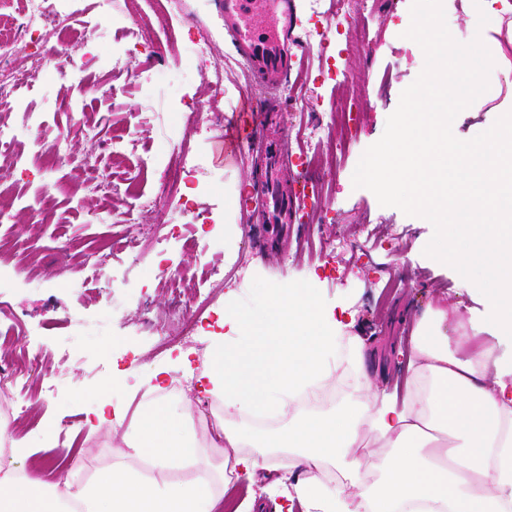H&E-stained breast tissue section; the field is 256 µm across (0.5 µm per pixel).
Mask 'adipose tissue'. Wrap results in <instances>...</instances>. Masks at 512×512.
Masks as SVG:
<instances>
[{
    "mask_svg": "<svg viewBox=\"0 0 512 512\" xmlns=\"http://www.w3.org/2000/svg\"><path fill=\"white\" fill-rule=\"evenodd\" d=\"M398 113L389 142L375 147L363 173L422 220L448 213L471 216V240L489 268L481 291L485 319L448 337L443 310L417 321L407 394L395 401L364 378L353 397L330 413L295 410L287 427L258 436L243 428L245 414L290 407L314 395L336 367V344L347 340L352 360L364 353L351 323L323 301L311 284L286 280L262 291V311H243L236 293L224 296L220 332L210 334L208 364L197 379L205 394L224 401L216 427L235 448L236 469L250 473L267 451L285 448L302 476L278 512H512V357L496 353L512 341V253L495 250L498 218L512 212V115L487 138L449 143L448 115L431 111L420 92ZM487 165L467 168L474 156ZM490 333L492 344L469 355V334ZM120 405L102 401L87 423L122 431L135 453L173 467L200 459L192 425L167 405L148 402L130 431ZM374 443L373 454L360 448ZM332 465L345 488H332L322 470ZM219 478L211 467L184 482L143 479L116 466L81 484L46 482L41 470L19 457L0 461V512H219Z\"/></svg>",
    "mask_w": 512,
    "mask_h": 512,
    "instance_id": "adipose-tissue-1",
    "label": "adipose tissue"
}]
</instances>
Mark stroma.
<instances>
[{"label":"stroma","instance_id":"stroma-1","mask_svg":"<svg viewBox=\"0 0 512 512\" xmlns=\"http://www.w3.org/2000/svg\"><path fill=\"white\" fill-rule=\"evenodd\" d=\"M331 19L310 21L306 0H294L293 32L309 24L326 31L324 44H291L289 94L263 97L262 76L245 71L224 31L216 0H171L165 25L155 27L150 51L134 45L151 5L129 12L127 0H62L65 24L85 46L75 49L77 67L51 69L47 79L19 93L23 108L39 113L48 134L63 133L78 161L48 166L35 140L37 128L18 126L16 168L1 170L0 185L18 198L12 223L0 224V242L9 249L0 259V361L27 353V361L0 380V421L12 409L18 421L10 438L29 448L48 481L64 475L82 482L120 464L156 480H188L195 470H162L146 456L128 450L121 435L89 431L87 413L102 399L122 403L126 423L138 419L147 401L168 402L188 415L201 446V459L221 468L234 449L213 447V416L221 400L198 398L196 387L169 393L152 389L142 372L168 370L169 381L197 379L206 347L191 352L189 367L178 365L179 349L154 356L164 337L178 335L196 314V300L212 289L210 273L224 272L225 288L236 289L241 306L260 305L262 288L283 279L303 281L316 275L322 299L349 308L368 342L364 366L351 363L340 348L329 382L333 400H345L358 372H366L379 391L403 392L408 338L414 322L431 306L458 307L459 316L483 315L486 302L473 289L484 267L461 271L430 258L439 227L422 222L412 208L385 197L361 168L373 149L392 135L397 112L408 92L421 88L432 67L405 29L430 11L453 36V52L483 64L480 85H471L465 69L449 67L447 98L435 109L449 115L451 140L465 143L488 137L512 114V0H497L484 11L480 0H345ZM369 42L362 53L347 55L355 28ZM205 42L211 56L224 61V96L213 98L212 72L192 44ZM122 64L109 66L115 56ZM111 85L113 95L85 93L84 84ZM354 97L357 122L345 160H337L326 141L313 170L296 162L280 163L279 181L318 180V194L302 201L295 218L272 230L261 222L257 189L269 174L266 151L299 152V134L325 127L337 100ZM262 109L248 138L222 152L224 133L234 127L245 102ZM122 138L124 147L110 163L117 190L102 197L87 184L96 176L80 159L98 154L99 143ZM154 158L138 187L123 189L141 159ZM183 168L190 207L179 222V238L167 235L166 209L143 203L169 169ZM44 213L28 221V207ZM377 228V240L364 229ZM139 242L138 255L113 252L106 276L95 279L86 259L113 239ZM343 239L344 252L329 241ZM165 252L183 278L164 283L154 274L158 252ZM237 263H230V256ZM82 312L86 323L111 317L108 329L82 336L71 322ZM112 361L124 377L120 390L98 371L100 359ZM51 365L56 386L45 392L44 365ZM299 476L288 452L273 453L271 466L240 477L226 489L221 512H238L252 502L253 512H276L284 493Z\"/></svg>","mask_w":512,"mask_h":512}]
</instances>
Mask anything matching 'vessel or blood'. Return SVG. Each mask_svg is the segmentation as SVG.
I'll use <instances>...</instances> for the list:
<instances>
[{"mask_svg":"<svg viewBox=\"0 0 512 512\" xmlns=\"http://www.w3.org/2000/svg\"><path fill=\"white\" fill-rule=\"evenodd\" d=\"M224 24L235 45L260 72L287 73L288 40L293 19L291 0H219ZM264 10L275 19L273 25L258 27L250 19Z\"/></svg>","mask_w":512,"mask_h":512,"instance_id":"vessel-or-blood-1","label":"vessel or blood"}]
</instances>
